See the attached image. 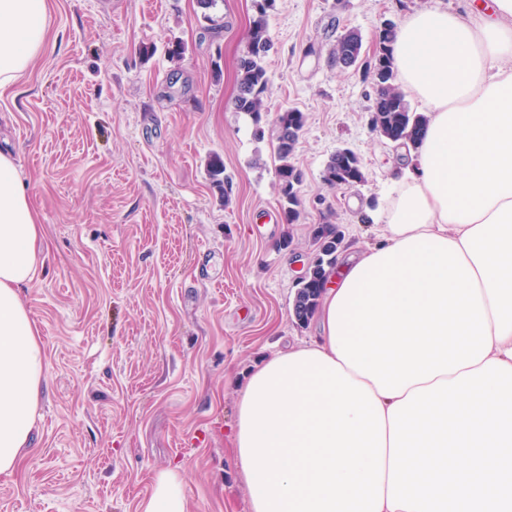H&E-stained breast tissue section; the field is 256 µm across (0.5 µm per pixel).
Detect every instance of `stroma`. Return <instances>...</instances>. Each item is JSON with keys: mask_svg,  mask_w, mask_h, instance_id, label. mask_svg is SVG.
I'll return each instance as SVG.
<instances>
[{"mask_svg": "<svg viewBox=\"0 0 512 512\" xmlns=\"http://www.w3.org/2000/svg\"><path fill=\"white\" fill-rule=\"evenodd\" d=\"M423 6L458 0H276L256 123L234 105L252 0H52L44 51L0 90V143L44 230L24 297L48 363L29 450L0 474V512H137L171 468L187 512H249L228 443L238 393L313 335L293 316L312 229L331 214L347 240L375 241L395 155L370 129L371 75L333 64L332 48L353 30L372 55L382 21ZM291 108L307 121L302 215L288 227L274 149ZM341 148L365 180L330 188L322 171ZM215 154L228 206L207 176Z\"/></svg>", "mask_w": 512, "mask_h": 512, "instance_id": "1", "label": "stroma"}]
</instances>
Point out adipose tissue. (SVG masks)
<instances>
[{
  "label": "adipose tissue",
  "mask_w": 512,
  "mask_h": 512,
  "mask_svg": "<svg viewBox=\"0 0 512 512\" xmlns=\"http://www.w3.org/2000/svg\"><path fill=\"white\" fill-rule=\"evenodd\" d=\"M49 0H0V89L45 45ZM401 146L373 243L346 241L315 334L263 361L231 437L249 512H512V0L424 6L397 27ZM44 232L0 152V474L37 421L47 361L23 290ZM138 512H186L178 470Z\"/></svg>",
  "instance_id": "obj_1"
}]
</instances>
